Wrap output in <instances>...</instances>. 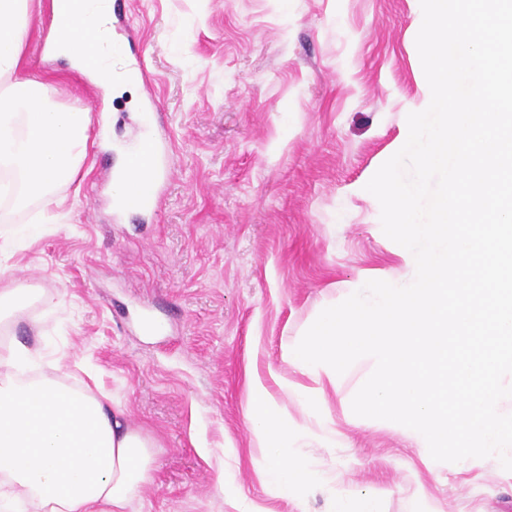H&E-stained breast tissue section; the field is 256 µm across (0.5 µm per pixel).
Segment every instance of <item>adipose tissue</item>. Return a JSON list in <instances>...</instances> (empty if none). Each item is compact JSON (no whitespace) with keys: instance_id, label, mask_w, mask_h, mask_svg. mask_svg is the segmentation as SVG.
I'll list each match as a JSON object with an SVG mask.
<instances>
[{"instance_id":"1","label":"adipose tissue","mask_w":512,"mask_h":512,"mask_svg":"<svg viewBox=\"0 0 512 512\" xmlns=\"http://www.w3.org/2000/svg\"><path fill=\"white\" fill-rule=\"evenodd\" d=\"M32 0H0V203L26 208L55 202L74 179L89 144L88 110L60 105L53 90L25 72ZM78 17L52 53L78 69L95 56L92 34L110 26L109 0H52L54 23ZM102 80L121 58L107 44ZM34 351L17 342L0 354V512H125L150 482L152 438L128 425L122 408L60 375L26 377ZM252 402L248 429L266 461L264 478L283 498L308 478L306 461L288 446V420L260 376L246 370Z\"/></svg>"}]
</instances>
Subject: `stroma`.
Wrapping results in <instances>:
<instances>
[{
  "label": "stroma",
  "mask_w": 512,
  "mask_h": 512,
  "mask_svg": "<svg viewBox=\"0 0 512 512\" xmlns=\"http://www.w3.org/2000/svg\"><path fill=\"white\" fill-rule=\"evenodd\" d=\"M49 3L33 8L28 71L60 103L99 107L109 136L92 135L58 205L32 203L0 225L14 234L0 266L46 296L0 346L38 349L40 372L60 362L73 381L94 375L149 433L156 469L128 512H297L252 460L249 364L287 415L293 449L335 479L331 492L303 488L306 512L370 489L381 512H512V471L426 467L403 432L353 413L370 364L314 412L291 395L309 377L283 358L367 281L414 278L365 186L429 94L420 0H131L116 24L122 59L143 55L155 83L109 95L40 55ZM149 95L171 142L169 188L156 215L117 224L100 196Z\"/></svg>",
  "instance_id": "obj_1"
}]
</instances>
